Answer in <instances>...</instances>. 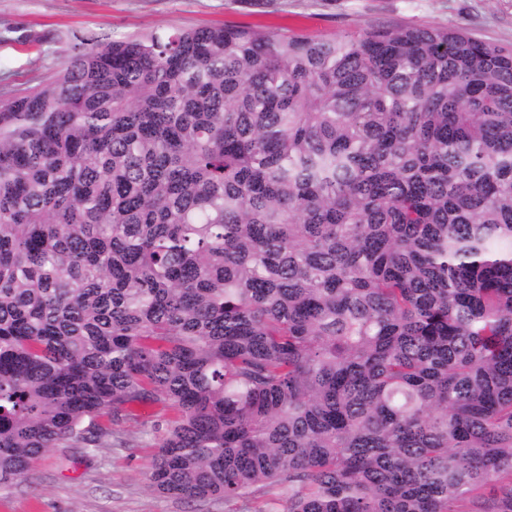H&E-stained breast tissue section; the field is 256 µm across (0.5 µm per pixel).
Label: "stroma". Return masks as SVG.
<instances>
[{
	"label": "stroma",
	"mask_w": 512,
	"mask_h": 512,
	"mask_svg": "<svg viewBox=\"0 0 512 512\" xmlns=\"http://www.w3.org/2000/svg\"><path fill=\"white\" fill-rule=\"evenodd\" d=\"M249 25L330 38L399 24L462 27L512 46V0H0V100L49 82L74 43L154 30ZM154 449L103 448L80 457L52 448L28 482L0 493V512H281L275 488L247 502L197 501L151 491Z\"/></svg>",
	"instance_id": "obj_1"
}]
</instances>
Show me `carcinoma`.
I'll return each instance as SVG.
<instances>
[{
    "mask_svg": "<svg viewBox=\"0 0 512 512\" xmlns=\"http://www.w3.org/2000/svg\"><path fill=\"white\" fill-rule=\"evenodd\" d=\"M135 405L162 494L512 512V47L155 31L0 100V492Z\"/></svg>",
    "mask_w": 512,
    "mask_h": 512,
    "instance_id": "1",
    "label": "carcinoma"
}]
</instances>
